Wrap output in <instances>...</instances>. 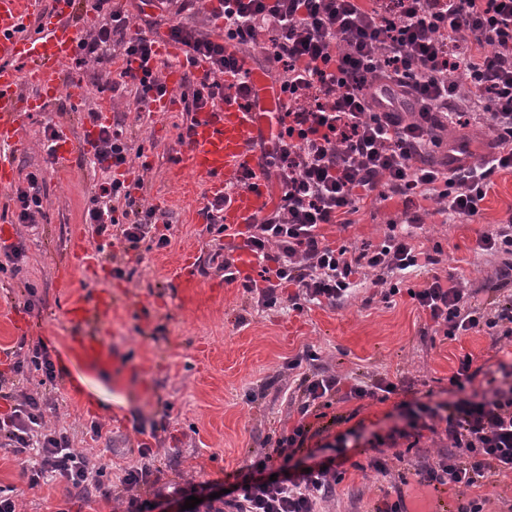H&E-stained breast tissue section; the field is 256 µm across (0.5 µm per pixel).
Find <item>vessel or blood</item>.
Listing matches in <instances>:
<instances>
[{
  "mask_svg": "<svg viewBox=\"0 0 512 512\" xmlns=\"http://www.w3.org/2000/svg\"><path fill=\"white\" fill-rule=\"evenodd\" d=\"M38 6L39 0H0V146L22 142L26 113L56 97L64 67L78 50L77 0H53L52 13L44 19ZM154 51L155 61L177 60L164 72L170 93L180 88L190 69L225 85L223 100L192 113L189 136L170 175L189 178L208 195L223 197L225 224L244 229L273 207L274 191L266 179L268 158L258 143L277 136L274 118L284 110L285 95L268 91L265 75L252 65L250 54H239L237 72L221 73L202 61L185 62L184 46L165 34L157 36ZM242 82L249 85V96L238 93ZM93 138L90 128L78 138L60 129L53 141L58 163L90 149ZM173 285L181 310L190 316L207 314L224 300V281L201 276L198 256L191 251L180 257ZM114 309L108 292L67 297L63 314L73 331L66 338V350L88 372L108 373L113 382L121 383L133 374V366L104 336L86 329L89 322L108 321Z\"/></svg>",
  "mask_w": 512,
  "mask_h": 512,
  "instance_id": "1",
  "label": "vessel or blood"
}]
</instances>
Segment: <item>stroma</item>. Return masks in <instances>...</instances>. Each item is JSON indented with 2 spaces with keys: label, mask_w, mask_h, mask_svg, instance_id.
I'll list each match as a JSON object with an SVG mask.
<instances>
[{
  "label": "stroma",
  "mask_w": 512,
  "mask_h": 512,
  "mask_svg": "<svg viewBox=\"0 0 512 512\" xmlns=\"http://www.w3.org/2000/svg\"><path fill=\"white\" fill-rule=\"evenodd\" d=\"M128 10L132 26L145 30L146 15L160 17L163 27L187 22L205 35H215V21L202 4L181 11L178 0H166L154 8L143 0H114ZM121 59L68 63L56 98L27 121L24 142L8 148L18 172L40 171L44 177V216L30 227L17 223L14 189H0V220L13 224L14 244L23 245L20 273L0 272V373H9L20 340L8 322L13 309H21L31 326V337L42 338L50 354L65 351L70 325L62 316L67 292L87 296L112 291L118 306L112 318L97 330L125 360L139 371L114 389L107 374L88 375L72 368L70 379L78 381L84 397H72L65 389L69 378H56L50 386L55 405L46 417L49 426L67 429L74 446L92 452L114 466L136 462L138 448L148 445L157 454L166 484L220 483L240 471L264 438L291 427L298 418V380L318 365L335 372L345 382H365L387 377L411 384L418 393L441 391L458 368V359L471 355L483 371L512 361V339L493 342L484 332H472L459 340L441 336L429 315L410 298L409 289L425 287L429 276L410 275L390 299H383L375 286L376 274L365 268L357 275L352 293L336 305H308L296 311L287 306L256 307L239 284L224 288V300L204 316L186 315L171 288L174 269L181 255L201 252L210 236L201 214L208 197L203 190L169 178L181 145L178 135L182 111L160 114L149 102L134 94L112 91L113 71ZM92 87L96 96L82 102L70 96L72 85ZM112 102V115L122 123L139 157L126 167L129 181H143L141 195L146 205L158 207L168 218L159 225L171 244L145 252L142 263L131 264L120 246L86 241L89 260L73 262L70 289L60 288L56 265L69 258L70 237L86 232L84 212L101 171L90 155L76 154L66 165L52 163L44 137L47 125H66L81 133L87 114L98 100ZM434 201L422 202L420 242L436 249L439 274H451L461 287L476 295L477 302L491 297L505 254L490 255L477 247L483 233L512 217V172L494 178L479 216L444 222ZM401 198L373 197L366 201L353 224L325 226L327 243L356 248L380 245L391 225L401 224ZM134 265L131 280L112 278L113 263ZM37 289L34 307H27L26 284ZM148 302L150 313L139 317L131 303ZM316 352V364L302 363L290 370L289 360L305 350ZM172 404L166 429L137 433L136 423L151 422L164 404ZM103 423L101 439L91 441L84 430L91 422ZM418 460L390 461V473L381 476L369 470L370 449L354 448L350 454L359 469H348L336 493L322 503L323 512H374L386 495L401 491L407 512H446L454 496L435 490L415 474L417 461L436 459L442 442L424 437ZM24 463L0 449V488L12 490L17 512H113L110 502L84 503L74 490L53 480L28 488Z\"/></svg>",
  "instance_id": "obj_1"
}]
</instances>
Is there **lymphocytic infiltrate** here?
Wrapping results in <instances>:
<instances>
[{
	"mask_svg": "<svg viewBox=\"0 0 512 512\" xmlns=\"http://www.w3.org/2000/svg\"><path fill=\"white\" fill-rule=\"evenodd\" d=\"M224 40L198 36L186 25L169 27L170 36L211 68L236 65L225 55V43L247 44L266 38L267 60L276 65V81L288 104L278 118L274 143V176L280 196L274 210L248 226L240 242L228 239L221 221L223 198L202 210L211 239L199 258L201 274L215 269L233 281L231 254L251 252L259 277L244 282L256 306H277L280 288L295 286L288 298L293 309L336 304L353 289L361 268L377 271L376 285L425 270L432 276L409 296L427 312L448 339L488 331L494 340L512 338V294L489 306L472 303L464 288L449 285L434 273L439 260L413 230L421 217L418 200H434L444 219L472 218L496 174L512 171V0H220ZM104 21L95 35L81 39L82 55L103 58L109 47L121 50L122 65L113 89L135 92L142 99L164 97L167 86L159 71L146 68L153 38L128 36L131 19L112 0H95ZM391 84L399 102L379 110L375 81ZM469 118L490 121L496 133L489 157L464 166L455 153L435 166L441 149L439 132L449 122ZM97 124L93 163L103 173L84 218L95 236H108L126 250H139L154 228L155 207L132 194L117 177L128 164L131 140L118 124ZM17 187L16 218L37 224L43 217V179L30 171ZM402 198L404 233L387 235L372 249L356 250L326 242L322 228L347 225L364 198ZM471 355H463L443 400L413 398L395 405L388 428L366 431L364 424L334 434L325 442L328 456L302 468L294 459L307 441L339 423L322 424L321 409L334 401L372 399L386 402L393 393L387 378L343 386L339 376L320 371L302 376L291 428L266 436L263 447L220 495L211 483L186 482L170 492L159 483L162 470L152 448L142 446L137 464L112 471L91 462L74 448L66 431L48 427L51 403L46 395L5 391L11 404L0 416V447L29 454L28 485L64 479L85 502L110 500L115 489L126 493L124 512H155L164 503L200 498L206 512L222 504L225 512H317L343 478L348 449L369 448L368 466L381 475L390 460H404L425 435L446 439L435 461L416 469L423 482L447 486L456 495L455 512H485V498L475 495L491 475L512 473V363H499L496 376L476 386Z\"/></svg>",
	"mask_w": 512,
	"mask_h": 512,
	"instance_id": "f902f5d3",
	"label": "lymphocytic infiltrate"
}]
</instances>
